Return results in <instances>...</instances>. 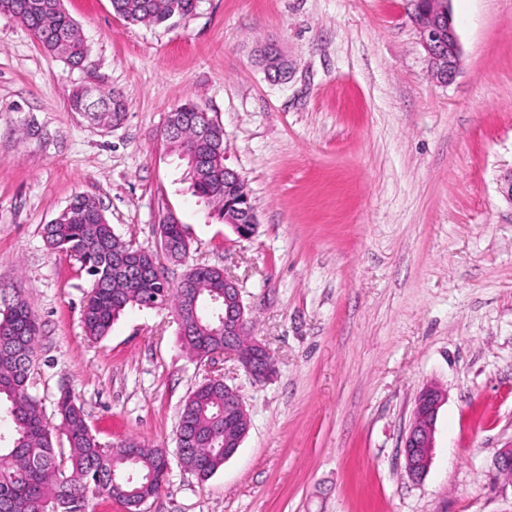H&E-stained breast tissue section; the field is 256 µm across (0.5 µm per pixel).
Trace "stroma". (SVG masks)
<instances>
[{
	"mask_svg": "<svg viewBox=\"0 0 512 512\" xmlns=\"http://www.w3.org/2000/svg\"><path fill=\"white\" fill-rule=\"evenodd\" d=\"M64 6L88 48L78 67L0 16V298L22 291L39 319L28 391L49 425L65 391L103 446L172 451L187 397L218 373L242 396L246 438L207 481L172 463L143 512H512V478L492 464L512 444V205L499 191L512 0H452L462 57L448 84L430 74L414 0H197L159 26L110 0ZM87 83L122 94L118 124L70 111ZM189 101L224 130L251 239L181 181L163 129ZM80 193L153 253L175 215L189 255L163 260L170 283L191 263L237 279L272 377L197 361L168 307L128 308L86 337L91 278L42 236ZM429 384L445 400L416 482L400 446Z\"/></svg>",
	"mask_w": 512,
	"mask_h": 512,
	"instance_id": "stroma-1",
	"label": "stroma"
}]
</instances>
